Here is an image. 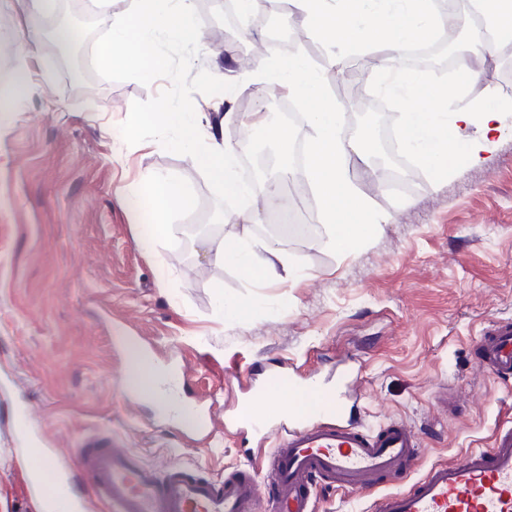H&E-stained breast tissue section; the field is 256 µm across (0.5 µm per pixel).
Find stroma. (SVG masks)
Here are the masks:
<instances>
[{"label":"stroma","instance_id":"stroma-1","mask_svg":"<svg viewBox=\"0 0 512 512\" xmlns=\"http://www.w3.org/2000/svg\"><path fill=\"white\" fill-rule=\"evenodd\" d=\"M74 0L28 14L23 0H0V512H38L52 485L14 492L27 471L25 451L39 449L64 479L81 512H108L99 491L77 465L79 442L107 430L152 467L158 477L175 468L223 479L246 464L257 440L235 424L266 371L285 368L320 379L337 377L343 361L359 367L360 398L351 415L376 429L406 422L420 441L419 470L489 447L495 430L512 425V379L484 370L475 353L481 334L512 318V122L504 121L479 161L468 158L484 130L460 133L456 158L436 173L404 157V194L391 191L382 173L355 165L354 177L372 215L387 216L370 237L341 252L328 234L308 168L292 164L285 145L246 129L241 96L262 84L255 42L226 56L220 7L203 25L195 69L224 72L237 91L194 94L212 120L241 116L224 128V141L247 139L253 152L270 150L277 169L290 170L288 203L298 207L305 236L283 241L298 278L256 286L231 266L204 254L203 225L237 224L246 206L225 199L208 173L186 155L158 142L127 145L120 125L133 101L168 87L159 79L98 80L85 95L54 53L48 31ZM42 35L20 53L32 26ZM424 77L450 88L449 111L483 102L512 84V63L502 53L474 56L486 83L458 87L448 59L433 45ZM371 53H353L340 77L327 85L346 111L342 133L358 132L357 101ZM28 74L27 91L13 97L6 75ZM167 173L190 190L193 206L173 213L167 238L142 246L141 220L127 197L146 178ZM237 298L248 310L230 321L219 297ZM139 349L160 367L178 359L190 370L184 406L210 405V439L190 440L163 405L132 394L129 352ZM453 407L442 408L441 389ZM32 415L31 432L18 420Z\"/></svg>","mask_w":512,"mask_h":512}]
</instances>
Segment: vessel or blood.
Instances as JSON below:
<instances>
[{
  "label": "vessel or blood",
  "instance_id": "vessel-or-blood-1",
  "mask_svg": "<svg viewBox=\"0 0 512 512\" xmlns=\"http://www.w3.org/2000/svg\"><path fill=\"white\" fill-rule=\"evenodd\" d=\"M478 347L485 370L512 377V322L485 333ZM344 405L335 391L324 412L278 408L244 419V427L260 438L279 441L265 457L276 489L264 505L248 469L220 481L181 470L160 479L107 434L82 439L78 454L113 512H314L320 485L374 493L373 512H512L511 428L500 431L491 447L419 475V441L405 423L393 420L372 433L350 423ZM388 479L411 485L386 491Z\"/></svg>",
  "mask_w": 512,
  "mask_h": 512
}]
</instances>
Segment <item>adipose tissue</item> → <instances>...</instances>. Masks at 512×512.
<instances>
[{"instance_id": "obj_1", "label": "adipose tissue", "mask_w": 512, "mask_h": 512, "mask_svg": "<svg viewBox=\"0 0 512 512\" xmlns=\"http://www.w3.org/2000/svg\"><path fill=\"white\" fill-rule=\"evenodd\" d=\"M303 25L325 45L327 73L317 74L300 55L266 63L269 78L288 95L307 103L311 129L307 154L308 169L328 226L330 242L348 250L367 238L378 226L379 217L370 216L367 202L352 181L351 164L365 154V140H348L339 131L345 112L322 90L332 73L340 72L348 52L382 47L402 52L438 28L447 26L434 0H292ZM483 17V28L474 42L489 47L491 41L512 40V0H473ZM374 88L394 94L400 101L403 121L399 144L404 152L436 172L446 171L456 155L460 130L480 122L484 131L499 130L505 105L488 97L470 111L448 112L447 89L427 84L419 74L377 63L371 72ZM236 113H225L222 124L212 123L208 113L167 108L158 113L162 131L174 132L177 143L187 149L193 161L207 170L225 196L250 195L257 203H268L271 194L237 181L234 163L245 143L224 142L225 125L235 123ZM156 215L188 208L191 195L180 182L167 175H154L145 183V196ZM141 198V199H144ZM141 199L126 201L137 210ZM201 246L215 263L237 267L247 278L262 282L285 281L292 275L276 243H253L244 224L230 225L218 237H206Z\"/></svg>"}]
</instances>
